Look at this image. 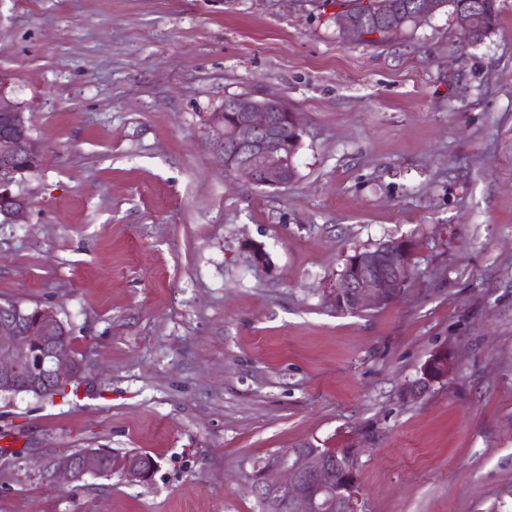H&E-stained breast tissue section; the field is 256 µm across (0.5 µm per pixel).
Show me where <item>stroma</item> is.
<instances>
[{"label": "stroma", "instance_id": "1", "mask_svg": "<svg viewBox=\"0 0 512 512\" xmlns=\"http://www.w3.org/2000/svg\"><path fill=\"white\" fill-rule=\"evenodd\" d=\"M381 44L324 0H0V90L42 146L0 223V304L50 308L83 373L0 395V512H259L257 465L349 453L365 512H512V0ZM281 96L296 178L225 173L207 122ZM418 244L406 293L329 302L347 259ZM255 242L270 257L255 265ZM447 380L407 383L436 352ZM152 455L151 480L56 460ZM475 1L462 4L454 13L468 42L469 37L474 41H480L493 33L483 22L481 3ZM144 458L146 469L133 453H114L104 448H87L80 453L63 456L56 463L55 472L63 479L73 482L88 475L118 474L126 483L134 485L148 481L156 466L150 454L139 453Z\"/></svg>", "mask_w": 512, "mask_h": 512}]
</instances>
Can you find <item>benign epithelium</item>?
<instances>
[{"instance_id":"benign-epithelium-1","label":"benign epithelium","mask_w":512,"mask_h":512,"mask_svg":"<svg viewBox=\"0 0 512 512\" xmlns=\"http://www.w3.org/2000/svg\"><path fill=\"white\" fill-rule=\"evenodd\" d=\"M366 13L395 26L388 0H364ZM464 34L475 41L492 34L483 22L482 5L468 0L455 11ZM302 131L296 114L280 98L240 95L224 102L208 121V134L224 170L262 188H283L296 177L291 163L302 138L283 142L276 113ZM42 148L33 138L25 112L0 90V218L15 223L29 208L28 198L13 191L14 176L40 166ZM415 250L407 238L391 239L348 259L330 300L341 312H356L400 297L411 278ZM69 335L49 309L29 312L19 303L0 305V393L39 397L69 386L82 364L59 346ZM453 368L446 353L432 355L421 376L405 387L415 397L431 384L448 379ZM55 472L73 482L88 475L117 474L134 485L148 481L153 470L131 453L87 448L58 460ZM253 490L263 512H361L354 466L332 460L316 449L289 453L259 468Z\"/></svg>"}]
</instances>
